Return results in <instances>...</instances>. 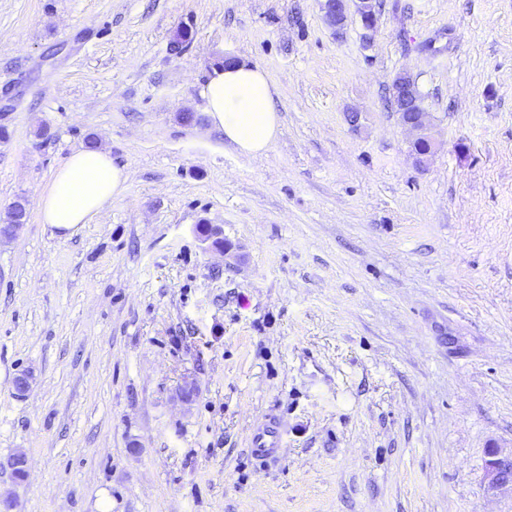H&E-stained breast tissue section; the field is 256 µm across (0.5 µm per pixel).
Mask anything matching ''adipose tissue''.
<instances>
[{
	"label": "adipose tissue",
	"instance_id": "ef3b65f1",
	"mask_svg": "<svg viewBox=\"0 0 512 512\" xmlns=\"http://www.w3.org/2000/svg\"><path fill=\"white\" fill-rule=\"evenodd\" d=\"M201 93L212 130L241 154L254 159L267 155L280 126L274 105V84L258 64L237 59L214 66ZM130 178L125 165L107 151L73 150L37 201L41 223L74 230L88 223Z\"/></svg>",
	"mask_w": 512,
	"mask_h": 512
}]
</instances>
